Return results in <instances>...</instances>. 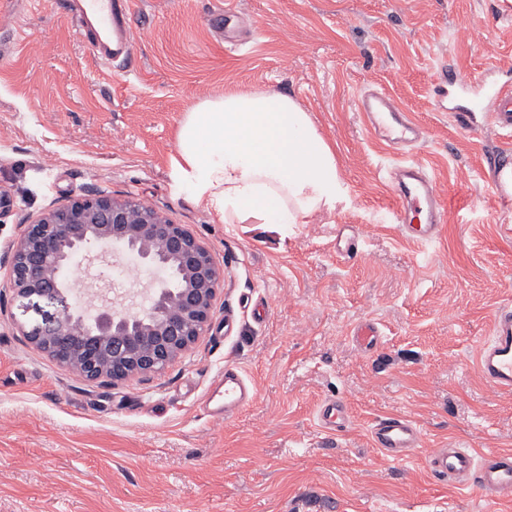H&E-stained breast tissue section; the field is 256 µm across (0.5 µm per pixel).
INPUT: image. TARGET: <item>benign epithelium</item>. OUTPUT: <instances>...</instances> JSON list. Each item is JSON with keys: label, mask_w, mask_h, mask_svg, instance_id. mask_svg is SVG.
<instances>
[{"label": "benign epithelium", "mask_w": 512, "mask_h": 512, "mask_svg": "<svg viewBox=\"0 0 512 512\" xmlns=\"http://www.w3.org/2000/svg\"><path fill=\"white\" fill-rule=\"evenodd\" d=\"M131 255L166 277L119 304L73 274H91L98 260ZM6 286L19 309L37 315L20 331L59 365L100 385L164 373L210 325L223 270L183 224L137 201L88 194L49 210L23 230L7 259ZM83 333L80 357H66L70 337Z\"/></svg>", "instance_id": "benign-epithelium-1"}]
</instances>
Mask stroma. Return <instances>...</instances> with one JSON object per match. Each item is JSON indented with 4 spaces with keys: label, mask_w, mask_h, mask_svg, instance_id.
Masks as SVG:
<instances>
[{
    "label": "stroma",
    "mask_w": 512,
    "mask_h": 512,
    "mask_svg": "<svg viewBox=\"0 0 512 512\" xmlns=\"http://www.w3.org/2000/svg\"><path fill=\"white\" fill-rule=\"evenodd\" d=\"M500 0H132L129 59H95L68 0L0 15V255L21 225L85 193L141 201L186 225L224 280L209 330L162 375L90 383L22 336L0 283V512H490L423 459L384 460L369 428L409 414L428 448L512 449V394L474 367L512 305V203L491 186L508 138L462 127L440 68L512 81ZM388 91L425 129L415 154L449 208L434 242L404 241L387 187L399 159L357 108ZM272 89L308 110L349 187L306 224H224L173 170L195 100ZM359 252L343 251L349 238ZM376 323L361 352L354 327ZM256 389L224 417L202 401L224 365ZM342 400L331 436L315 414ZM353 340L360 349L370 352L380 346L382 336L378 327L373 322L367 321L354 328Z\"/></svg>",
    "instance_id": "35a3bbf8"
}]
</instances>
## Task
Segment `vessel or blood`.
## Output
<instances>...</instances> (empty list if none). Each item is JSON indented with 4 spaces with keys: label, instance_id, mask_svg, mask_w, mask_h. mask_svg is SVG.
<instances>
[{
    "label": "vessel or blood",
    "instance_id": "vessel-or-blood-1",
    "mask_svg": "<svg viewBox=\"0 0 512 512\" xmlns=\"http://www.w3.org/2000/svg\"><path fill=\"white\" fill-rule=\"evenodd\" d=\"M129 0H76L74 14L88 37L97 60L108 63L114 57L129 55L131 33L128 24ZM448 77L455 92L470 97L474 106L490 112L498 128L512 131V83L485 81L472 84L456 66H449ZM374 140L396 151L410 150L423 137V129L409 112L382 89H370L358 99ZM389 186L397 200L392 220L408 241H433L445 221L446 203L440 196L427 165L407 158L396 166ZM493 190L504 201L512 200V161L501 159L494 169ZM353 340L363 351L380 346L382 336L370 321L358 324ZM479 377L494 390L512 394V307L497 308L490 320L488 336L480 342L475 356ZM224 411L233 413L246 407L255 391L236 367H225ZM318 420L328 432L343 431L348 425L345 404L330 400L320 405ZM378 453L393 462L414 458L425 451V466L435 478L458 486H475L486 499L499 506H512V450L482 453L468 448L424 449L417 423L398 413L379 417L370 429Z\"/></svg>",
    "mask_w": 512,
    "mask_h": 512
}]
</instances>
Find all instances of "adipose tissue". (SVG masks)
<instances>
[{
    "mask_svg": "<svg viewBox=\"0 0 512 512\" xmlns=\"http://www.w3.org/2000/svg\"><path fill=\"white\" fill-rule=\"evenodd\" d=\"M176 146L175 175L224 224H305L348 193L335 147L309 112L278 92L190 103Z\"/></svg>",
    "mask_w": 512,
    "mask_h": 512,
    "instance_id": "1",
    "label": "adipose tissue"
}]
</instances>
